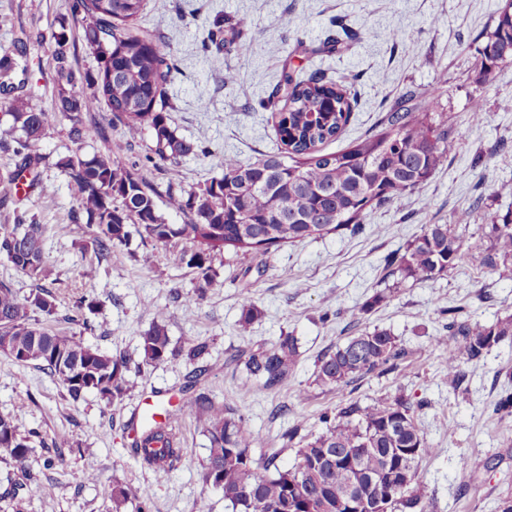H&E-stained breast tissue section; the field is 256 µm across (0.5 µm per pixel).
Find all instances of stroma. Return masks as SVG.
I'll list each match as a JSON object with an SVG mask.
<instances>
[{"label": "stroma", "instance_id": "obj_1", "mask_svg": "<svg viewBox=\"0 0 512 512\" xmlns=\"http://www.w3.org/2000/svg\"><path fill=\"white\" fill-rule=\"evenodd\" d=\"M501 4L147 0L145 23L164 36L179 61L180 71L167 90L169 123L194 146L182 159L177 179L151 159L150 132L128 139L121 128L109 126L103 104L83 114L86 136L80 142L69 139L68 120L55 119L48 128L38 167L52 187L48 195L17 200L8 181L16 159L0 151V233L20 222L44 227L57 304L44 327L72 331L64 315L80 295L95 297L97 329L86 342L136 364L132 387L123 397L108 401L88 392L75 400L41 369L0 355V416L13 417L33 449L22 471L0 458V493L15 489L21 512H112L103 489L117 482L137 496L125 512H136L143 501L151 512H227L223 493L202 480L209 440L191 404L196 393L242 415L265 442L253 449L254 458L272 456L282 467L293 464L300 440L322 432L324 412L350 401L369 405L401 395L412 403L415 424L434 448L418 465L433 499L432 512H499L502 499L512 497V410H496L495 404L512 393V340L466 365L468 392L461 395L449 386L432 338L443 333L452 307L459 318L483 323L512 314V268H486L470 250L483 243L492 217L512 207V64L500 68L494 83L477 79V49ZM67 12L68 0H0V46L30 38L21 93L27 106L53 107L57 82L50 33ZM218 14L246 18L253 38L249 55L201 48L204 30ZM392 27L401 30L404 42L387 41ZM348 30L357 32L358 40L321 61L329 76L346 80L358 94L349 126L330 148H346L375 131L387 112L408 100L436 94V112L452 131L456 149L421 188L374 209L360 233L344 230L263 257L214 254L217 277L193 308L181 301L196 285L194 270L182 260L192 248L189 241L175 238L156 246L136 236L108 258L95 254L92 228L71 221L75 200L58 165L61 158L109 155L158 190V212L166 222L181 223L166 204L169 182L187 190L215 175L224 153L252 162L276 151L272 114L259 99L270 91L296 39L316 48L327 36L340 38ZM228 70L238 75L235 85L223 83ZM476 99L483 101L486 118L472 126L466 114ZM427 224L464 225L469 248L459 263L443 276L405 282L387 303L364 312L367 301L388 285L386 257ZM62 225L67 233H59ZM89 267L94 270L90 276L85 273ZM245 294L261 311L246 329L239 324ZM158 316L172 348L197 336L208 341V353L192 363L177 356L160 365L142 364L139 336ZM377 327L389 330L405 351L395 368L369 374L340 393L316 382L321 355ZM286 334L298 340V362L279 388L264 390L247 374L240 356L261 344L272 346ZM195 369L202 376L192 390L186 381ZM149 402L171 414L183 448L181 462L161 481L130 451L132 425ZM293 428L298 431L294 440L288 437ZM63 438L70 445L62 462L46 467L55 441ZM467 458L482 460L483 468L464 467ZM89 459L99 473L95 484L84 474ZM47 484L54 487L53 497L38 493Z\"/></svg>", "mask_w": 512, "mask_h": 512}]
</instances>
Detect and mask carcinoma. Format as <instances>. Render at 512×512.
<instances>
[{
    "label": "carcinoma",
    "mask_w": 512,
    "mask_h": 512,
    "mask_svg": "<svg viewBox=\"0 0 512 512\" xmlns=\"http://www.w3.org/2000/svg\"><path fill=\"white\" fill-rule=\"evenodd\" d=\"M145 8L146 0H70L71 15L86 22L85 38L96 54L97 68L74 70L66 20H61L59 30L51 33L57 81L54 113L20 104L24 82L19 79L17 58L26 54V40L0 48V98L10 104L12 130L17 132L11 142L0 141V149L16 158L9 174L16 192L25 197L34 191L50 192L38 177L27 181L24 176L39 164L38 147L46 129L61 116L71 122L72 141H81L82 114L95 110L102 100L110 113L109 124L121 127L129 139L150 131L154 155L171 167L194 152L193 144L168 123L166 88L179 67L161 34L142 25ZM244 25L240 18L226 26L217 15L208 38L218 49L228 44L246 54L250 46L241 37ZM479 54L480 75L486 83L494 81L502 64L512 61V0H504L499 8ZM85 86L95 91L88 95ZM261 103L272 109L278 153L253 162L226 153L221 175L197 188L176 191L168 184L167 205L182 214L183 223H167L157 211L158 192L100 154H75L60 162L77 202L72 222L95 228L93 244L101 257L127 244L132 226L154 243L177 237L191 241L195 249L182 261L197 275L194 294L184 300L193 307L215 281L214 253L267 255L288 243L341 230L361 232L371 211L418 190L456 148L448 125L435 118L436 97L429 95L417 106L387 113L376 131L351 146L325 151L324 146L336 141L349 125L355 94L344 82L327 77L326 70L318 67L304 75L288 59ZM457 228L427 224L404 251L389 255L386 270L397 277L393 287L408 280H430L453 269L464 246ZM0 254L37 282L53 275L45 260L40 224H18L1 234ZM478 254L489 268L512 266V211L492 219L487 246H479ZM95 305L82 295L65 319L92 331L84 309ZM240 307L244 328L261 316L247 295ZM56 311L49 288L41 286L21 299L11 286L0 283V339L8 337L14 345L13 352L0 354L46 370L75 400L87 392L109 401L123 397L129 388V361L85 343L74 332H49L37 314L50 317ZM448 332L453 343L443 337L436 342L443 346L448 383L457 391L464 378L463 365L512 338V315L493 324L454 316ZM170 344L165 323L154 321L140 336L143 360L155 365L167 362L173 356ZM208 348L207 342L190 336L182 351L187 359L196 360ZM401 356L402 348L390 331L365 330L318 359L316 381L340 393L368 374L393 367ZM297 357V340L286 335L268 348L245 353L244 367L264 389L273 390L288 379ZM192 403L210 443L203 482L223 491L231 512H345L342 504L351 491L368 504L365 512H375L379 502L381 512H428L418 463L433 449L416 427L410 403L401 397L381 398L364 407L350 402L323 413L320 422L325 430L303 442L294 464L283 469L272 457L252 456V449L264 447V439L243 417L202 394ZM0 450L19 469L32 451L11 417H0ZM132 451L159 479L166 478L182 458L178 431L168 417L145 425L135 436ZM130 495L120 484L105 490L112 512H121Z\"/></svg>",
    "instance_id": "cac0c4a2"
}]
</instances>
